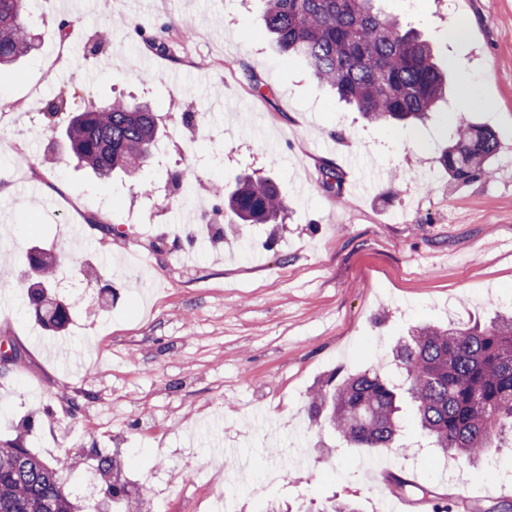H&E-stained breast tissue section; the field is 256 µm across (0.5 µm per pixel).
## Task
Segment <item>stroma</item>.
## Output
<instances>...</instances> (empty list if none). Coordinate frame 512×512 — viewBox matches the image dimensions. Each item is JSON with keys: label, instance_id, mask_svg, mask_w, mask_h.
Masks as SVG:
<instances>
[{"label": "stroma", "instance_id": "stroma-1", "mask_svg": "<svg viewBox=\"0 0 512 512\" xmlns=\"http://www.w3.org/2000/svg\"><path fill=\"white\" fill-rule=\"evenodd\" d=\"M458 2L376 0L448 75L431 120L403 127L365 120L303 58L274 52L262 0H26L33 49L0 70V341L18 354L0 373V441L69 456L61 482L79 512H121L116 474L160 512H191L217 487L230 512L335 498L433 512L460 493L512 505V450L492 484L476 465L444 470L410 399L406 456L364 453L307 417L322 383L378 366L401 382L392 350L417 326L512 309V0ZM52 99L63 108L49 119ZM116 99L148 102L167 149L102 180L60 134ZM465 123L492 127L499 150L489 176L456 184L436 158ZM265 174L284 223L228 229L225 191ZM34 243L64 261L59 336L23 305ZM220 451L248 481L221 476ZM286 455L297 464L268 481Z\"/></svg>", "mask_w": 512, "mask_h": 512}]
</instances>
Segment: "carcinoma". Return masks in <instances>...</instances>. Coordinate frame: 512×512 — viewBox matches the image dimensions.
<instances>
[{
    "label": "carcinoma",
    "mask_w": 512,
    "mask_h": 512,
    "mask_svg": "<svg viewBox=\"0 0 512 512\" xmlns=\"http://www.w3.org/2000/svg\"><path fill=\"white\" fill-rule=\"evenodd\" d=\"M374 0H264L263 25L279 52L303 57L317 81L373 122H425L444 100L445 76L430 46L412 30L377 11ZM26 0H0V66L32 49ZM78 162L103 179L148 164L158 140L157 118L146 104L126 100L72 116L64 132ZM499 148L496 132L469 125L438 163L455 183L489 173ZM288 206L276 181L245 179L227 196L224 211L240 224H278ZM60 264L46 266L28 286L38 322L62 330L70 309L48 296ZM405 372L421 430L442 453L463 464L493 458L491 435L512 440V315L486 325L422 326L393 352ZM396 392L378 369L352 374L317 389L312 420L324 419L354 448H394L399 432ZM65 456L51 462L19 439L0 443V512H76L59 474ZM125 512H145L144 502L112 485ZM435 512H497L464 498L436 505Z\"/></svg>",
    "instance_id": "obj_1"
}]
</instances>
